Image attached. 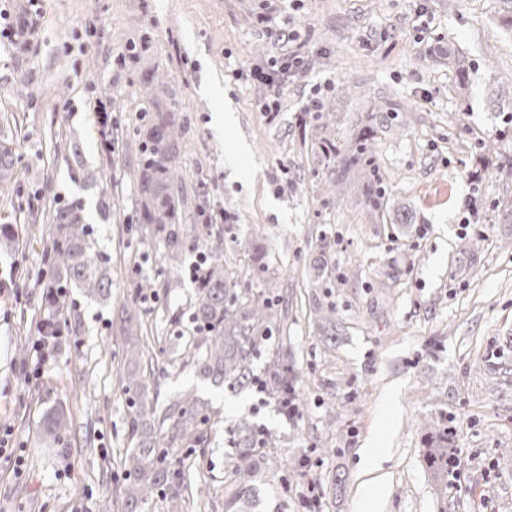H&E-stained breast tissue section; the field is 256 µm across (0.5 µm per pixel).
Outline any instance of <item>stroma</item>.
Returning a JSON list of instances; mask_svg holds the SVG:
<instances>
[{
	"label": "stroma",
	"mask_w": 512,
	"mask_h": 512,
	"mask_svg": "<svg viewBox=\"0 0 512 512\" xmlns=\"http://www.w3.org/2000/svg\"><path fill=\"white\" fill-rule=\"evenodd\" d=\"M499 0H30L28 50L0 49V139L19 155V193L0 194V222L21 236L0 246V512H99L116 495L127 445L122 390L124 340L113 317L133 284L150 279L144 326L161 354L160 403L186 390L207 400L215 421L204 446L183 459L181 512H224V480L236 425H265L280 440L259 493L258 512H358L369 490L362 467L367 439L383 434L380 512H512V114L493 111L488 85L512 91V36L497 25ZM276 10L310 66L289 78L280 110L261 111L266 86L250 71L268 67L286 44L256 22ZM150 35L139 59L130 42ZM463 52L475 67L470 109L459 112L448 61L436 46ZM495 67H487V58ZM164 74L161 108L177 106L185 125L177 164L187 198L183 221L196 237L187 253L221 242L233 270L253 280L235 251L238 238H263L272 266L289 269L279 291L288 327L265 342L254 372L288 349L301 418L274 399L231 392L198 377L189 346L196 284L171 272L161 249L144 250L137 231L136 161L126 134L146 104L147 70ZM28 88L16 94L15 79ZM221 82L222 98L205 85ZM318 100L334 119L340 149L367 134L385 190L367 210L352 172L344 196L324 187L331 170L318 155ZM109 109L107 125L94 114ZM400 104L397 112L380 104ZM231 109L222 132L214 111ZM78 144L84 168L70 156ZM98 174L84 182L83 169ZM82 202L94 249L112 272V297L71 289L74 322L43 378L26 384L25 348L37 334L42 291L17 288L36 278L42 242L26 237L28 196ZM111 199L101 214V194ZM331 245L330 273L315 281L309 257ZM332 304L336 339L316 332L314 309ZM71 418L64 447L42 434L47 411ZM448 417L466 465L438 491L423 463L416 422ZM23 456L16 468L15 456ZM306 460L312 488L297 483Z\"/></svg>",
	"instance_id": "1"
}]
</instances>
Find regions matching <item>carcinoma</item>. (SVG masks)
Returning <instances> with one entry per match:
<instances>
[{
  "label": "carcinoma",
  "instance_id": "obj_1",
  "mask_svg": "<svg viewBox=\"0 0 512 512\" xmlns=\"http://www.w3.org/2000/svg\"><path fill=\"white\" fill-rule=\"evenodd\" d=\"M448 68L454 73L458 89L471 83L473 64L464 55L448 49ZM164 82L151 74L144 80V94L149 107L144 109L137 130L138 162L130 173L138 194V224L141 242L162 241L163 260L172 270L185 261L187 229L182 227V190L179 188L177 152L184 124L175 109L165 112L155 108ZM324 158H335L341 168L357 167L365 179V205L378 208L383 192L374 181L375 166L368 136L363 135L344 151L327 139L320 142ZM17 164V150L12 141H0V185L12 182ZM46 228L45 269L38 287L43 289L45 312L40 322L45 334L53 335L65 328L68 317L69 289L78 288L89 297L108 299L112 293V277L108 261L94 251L92 229L85 221L80 205L55 199L41 212ZM248 257L257 278L263 285L243 281L239 274L226 268L224 253L215 246L207 269L197 282L191 319L198 335V354L193 365L200 377L211 384L231 391L253 386V362L262 341L275 328L288 324V305L280 302L278 294L268 284L269 275L260 237L237 242ZM330 252L319 247L310 261L314 278H324L329 272ZM152 284L142 280L135 284L129 303L121 306L119 329L125 339L123 390L129 397L128 448L124 450L121 466L125 476L118 494L125 512H144L154 498L162 495L167 503L181 501V476L173 467L171 455L178 450L195 446L203 439L214 411L208 403L192 392L184 393L160 407L157 390L151 387L155 372L153 344L144 339L141 297ZM322 336L336 335L335 310L318 305ZM267 388L284 396L293 389L288 375V349L276 352ZM71 428L69 415L62 409L49 412L43 432L52 442L63 443ZM426 448L424 460L440 484L448 482L454 468L455 449L452 426L446 422L422 425ZM256 428L241 423L235 432V448L224 483V512H252L258 488L266 484V458L277 448L276 439L255 447Z\"/></svg>",
  "mask_w": 512,
  "mask_h": 512
}]
</instances>
